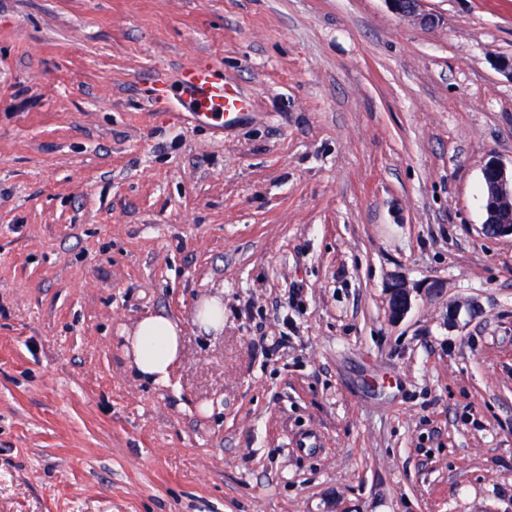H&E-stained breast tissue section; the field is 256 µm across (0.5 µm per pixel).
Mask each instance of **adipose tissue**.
Wrapping results in <instances>:
<instances>
[{"mask_svg":"<svg viewBox=\"0 0 512 512\" xmlns=\"http://www.w3.org/2000/svg\"><path fill=\"white\" fill-rule=\"evenodd\" d=\"M121 349L135 380L164 388L181 364L184 328L181 320L154 314L122 327Z\"/></svg>","mask_w":512,"mask_h":512,"instance_id":"1","label":"adipose tissue"}]
</instances>
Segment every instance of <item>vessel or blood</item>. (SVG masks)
Instances as JSON below:
<instances>
[{
    "instance_id": "1",
    "label": "vessel or blood",
    "mask_w": 512,
    "mask_h": 512,
    "mask_svg": "<svg viewBox=\"0 0 512 512\" xmlns=\"http://www.w3.org/2000/svg\"><path fill=\"white\" fill-rule=\"evenodd\" d=\"M175 88L179 100L194 117L212 114L226 119L241 115L239 99L225 90L209 64L187 65L178 75Z\"/></svg>"
}]
</instances>
